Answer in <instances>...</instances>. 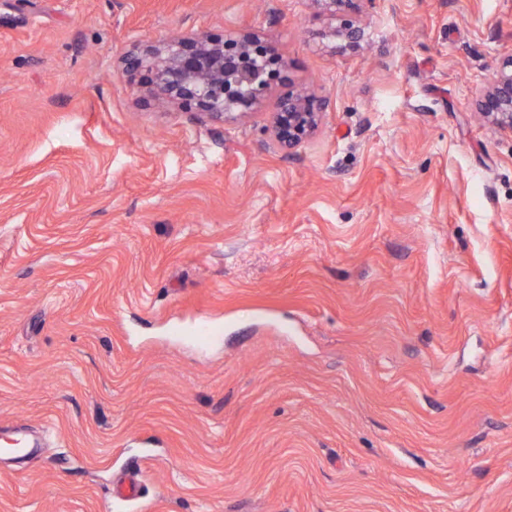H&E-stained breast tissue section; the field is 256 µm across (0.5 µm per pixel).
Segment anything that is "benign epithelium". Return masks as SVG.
<instances>
[{
	"instance_id": "obj_1",
	"label": "benign epithelium",
	"mask_w": 512,
	"mask_h": 512,
	"mask_svg": "<svg viewBox=\"0 0 512 512\" xmlns=\"http://www.w3.org/2000/svg\"><path fill=\"white\" fill-rule=\"evenodd\" d=\"M335 15L346 40L356 43L362 30L346 6L356 0H313ZM128 73L145 72L147 92L157 102L212 120H235L254 113L272 91L281 88L267 127L278 147L289 154L319 129L325 102L289 84L288 60L265 36L250 32L177 34L135 47L123 58ZM495 126L512 133V55L494 68L488 90L477 101Z\"/></svg>"
}]
</instances>
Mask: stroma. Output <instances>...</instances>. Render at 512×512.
<instances>
[{
    "label": "stroma",
    "instance_id": "stroma-1",
    "mask_svg": "<svg viewBox=\"0 0 512 512\" xmlns=\"http://www.w3.org/2000/svg\"><path fill=\"white\" fill-rule=\"evenodd\" d=\"M352 19L0 0V427L46 442L0 512H512V0ZM200 30L274 41L316 135L144 104L123 56ZM481 112L495 126L512 133V55L500 60L494 68L488 90L477 101Z\"/></svg>",
    "mask_w": 512,
    "mask_h": 512
}]
</instances>
